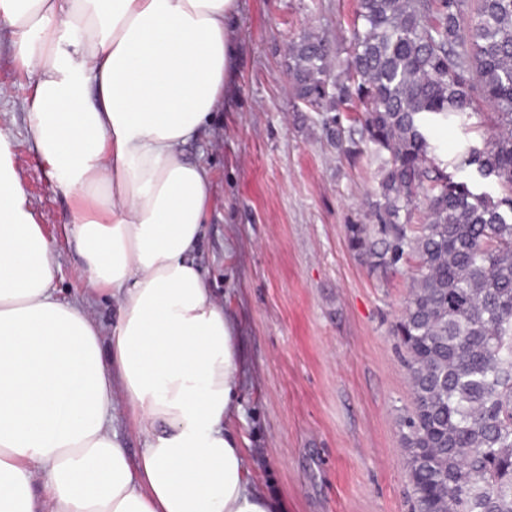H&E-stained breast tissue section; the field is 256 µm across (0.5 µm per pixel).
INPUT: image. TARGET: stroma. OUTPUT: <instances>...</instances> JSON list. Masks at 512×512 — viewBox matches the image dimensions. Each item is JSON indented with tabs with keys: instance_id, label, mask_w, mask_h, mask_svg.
Instances as JSON below:
<instances>
[{
	"instance_id": "1",
	"label": "stroma",
	"mask_w": 512,
	"mask_h": 512,
	"mask_svg": "<svg viewBox=\"0 0 512 512\" xmlns=\"http://www.w3.org/2000/svg\"><path fill=\"white\" fill-rule=\"evenodd\" d=\"M358 0H239L237 56L224 101L184 147L212 176L211 216L191 260L237 327L243 356L240 413L232 428L248 478L288 512H412L399 420L411 402L404 350L392 332L401 317L414 257L370 273L346 245L345 226L364 221L379 162L338 157L321 117L295 99L288 47L323 36L335 62L347 56ZM0 130L34 216L49 237L58 294L89 297L111 326L117 304L91 296L69 222L47 166L26 134L23 73L0 59ZM468 126L436 128L439 159L484 130L486 103Z\"/></svg>"
}]
</instances>
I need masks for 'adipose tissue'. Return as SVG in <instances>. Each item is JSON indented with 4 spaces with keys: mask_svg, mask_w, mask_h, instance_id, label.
Listing matches in <instances>:
<instances>
[{
    "mask_svg": "<svg viewBox=\"0 0 512 512\" xmlns=\"http://www.w3.org/2000/svg\"><path fill=\"white\" fill-rule=\"evenodd\" d=\"M238 0H0L27 131L110 329L60 299L0 133V512H287L230 420L238 337L189 259L211 179L184 158L224 99ZM141 438L130 455L116 400ZM91 316L100 322L105 328L112 324V319L116 317L117 303L112 301V296L102 297L92 294V300L87 304Z\"/></svg>",
    "mask_w": 512,
    "mask_h": 512,
    "instance_id": "1",
    "label": "adipose tissue"
}]
</instances>
